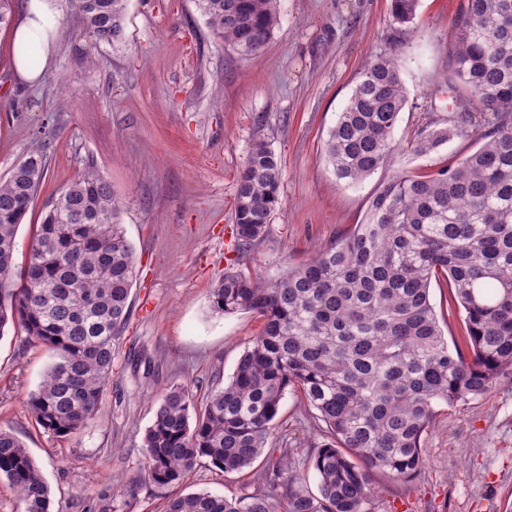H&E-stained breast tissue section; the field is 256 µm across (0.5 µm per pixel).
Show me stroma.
Returning <instances> with one entry per match:
<instances>
[{
  "mask_svg": "<svg viewBox=\"0 0 512 512\" xmlns=\"http://www.w3.org/2000/svg\"><path fill=\"white\" fill-rule=\"evenodd\" d=\"M461 0H421L412 24L393 23L390 0H280L279 25L256 59L217 46L195 0H129L124 42L91 46L69 0H57L54 55L37 84L12 73L11 29L0 30V176L42 144L48 173L36 209L18 230L25 262L39 208L95 168L123 204L136 265L129 319L113 344L112 381L95 419L59 438L32 419L26 401L52 361L41 343L7 330L0 338V427L28 448L52 491L53 512H163L179 494L253 492L265 459L224 473L200 463L180 484L126 490L143 467L142 439L161 395L173 385L203 399L232 377L263 327L254 312L219 316L209 290L230 264L267 278L307 260L366 213L393 172L419 173L475 151L456 136L437 152L407 145L419 129L444 126L454 109L440 85ZM398 55L408 103L394 137L404 145L394 168L364 182L338 181L323 141L364 64ZM282 163V207L265 239L239 255L233 233L237 175L257 114ZM276 438L298 449L309 489L317 477L303 459L320 432L286 393ZM424 463L404 480L376 472L375 512H512V377L486 395L441 404L424 436Z\"/></svg>",
  "mask_w": 512,
  "mask_h": 512,
  "instance_id": "35a3bbf8",
  "label": "stroma"
}]
</instances>
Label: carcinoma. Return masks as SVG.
<instances>
[{
    "label": "carcinoma",
    "mask_w": 512,
    "mask_h": 512,
    "mask_svg": "<svg viewBox=\"0 0 512 512\" xmlns=\"http://www.w3.org/2000/svg\"><path fill=\"white\" fill-rule=\"evenodd\" d=\"M128 0H70L94 45L124 42ZM216 43L258 56L279 23L278 0H196ZM419 0H391L408 25ZM448 90L463 111L421 130L412 147L436 152L452 136L478 148L420 175L397 174L371 196L364 222L276 278L224 272L210 292L218 314L255 311L259 336L229 383L210 390L195 415L193 394L173 385L145 430L144 480L179 484L207 459L242 472L263 454L271 469L253 493L175 496L165 512H374L371 471L408 478L435 406L475 399L512 374V0H463L453 21ZM407 104L399 59L364 66L324 140L336 178L358 184L391 165L394 131ZM267 118L237 178L239 255L267 235L281 205L282 167ZM48 171L41 145L0 178V338L22 330L54 362L28 395L44 431L65 437L94 418L112 380L113 342L129 314L133 250L111 184L88 166L41 210L27 262L16 234ZM448 288L463 312L465 346L448 345L431 285ZM301 394L323 435L309 466L318 493L292 466L295 449L273 442L281 401ZM21 512H52L51 490L23 441L0 428V480Z\"/></svg>",
    "instance_id": "cac0c4a2"
}]
</instances>
